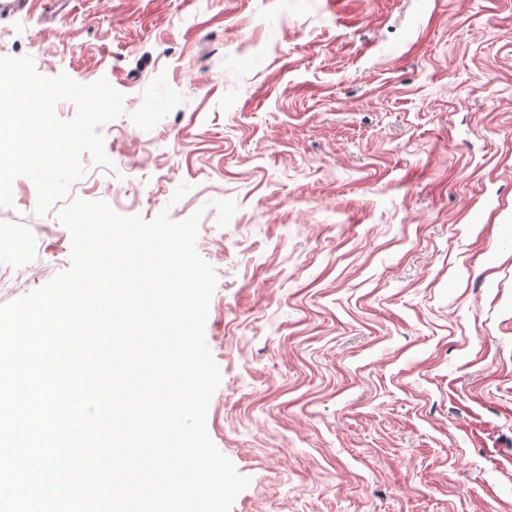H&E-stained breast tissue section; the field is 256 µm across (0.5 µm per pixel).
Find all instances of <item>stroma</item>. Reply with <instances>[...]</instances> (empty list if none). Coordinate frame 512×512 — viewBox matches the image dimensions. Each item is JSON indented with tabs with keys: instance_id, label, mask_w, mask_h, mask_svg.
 I'll list each match as a JSON object with an SVG mask.
<instances>
[{
	"instance_id": "35a3bbf8",
	"label": "stroma",
	"mask_w": 512,
	"mask_h": 512,
	"mask_svg": "<svg viewBox=\"0 0 512 512\" xmlns=\"http://www.w3.org/2000/svg\"><path fill=\"white\" fill-rule=\"evenodd\" d=\"M24 55L126 97L70 198L204 212L231 512H512V0H32ZM36 201L17 177L0 265L26 238L44 284L71 238Z\"/></svg>"
}]
</instances>
